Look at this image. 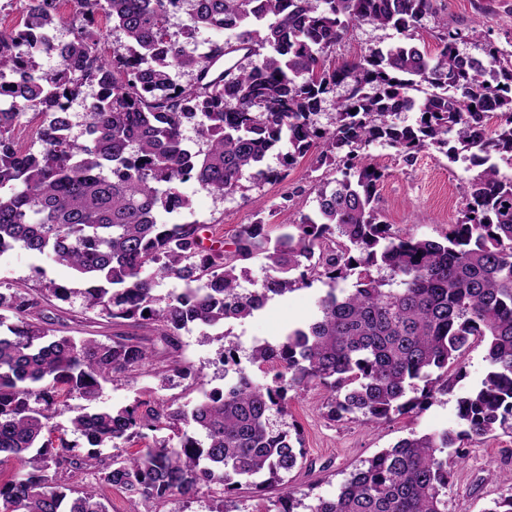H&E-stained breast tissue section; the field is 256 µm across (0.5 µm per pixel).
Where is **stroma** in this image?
<instances>
[{"label": "stroma", "mask_w": 512, "mask_h": 512, "mask_svg": "<svg viewBox=\"0 0 512 512\" xmlns=\"http://www.w3.org/2000/svg\"><path fill=\"white\" fill-rule=\"evenodd\" d=\"M437 7L436 16L425 19L421 30L428 49H435L438 23L444 19L449 26L470 29V39L462 47L470 56L481 57L489 42L512 51V0H437ZM392 37V30L370 24L356 25L329 56L328 63L333 67L342 65L368 49L386 45ZM369 156L385 173L378 187L382 220L419 238L443 239L449 224L455 223L459 216L469 172L435 151L420 152L406 161L395 150L376 144L370 147ZM336 177L334 166H317L314 154L310 153L287 168L283 179L257 186L246 177L241 181V189L226 198L198 190L187 182L180 190L189 198L190 207L179 219L207 225L206 239L226 244L241 225L259 220L275 235L281 225L295 220L298 198L314 200V186ZM50 280L71 283L75 277L70 269L55 264L51 258L36 257L20 248L10 251L7 262L0 263L1 287L23 281L38 288ZM329 288V280H315L294 292L273 297L250 318L226 321L224 331L239 347L240 368L256 382H270L271 373L262 372L249 362L253 347L259 342L278 343L289 330L315 318L319 301ZM47 312L55 330L62 335L93 336L105 341L140 333L130 321H109L98 312L85 309L78 296L67 303L53 302ZM181 345L183 358L201 368L206 389L224 388L235 378V370L224 364L223 341L204 337L194 327L182 332ZM149 390L166 399L179 397L184 403L197 398L185 380L174 377L164 386L153 370L147 368L135 379L106 385L99 403L104 407L123 408ZM323 401V390L310 387L292 398L287 417L288 424L296 426L300 434L309 462L308 468L293 472L289 480L292 486L314 498L336 496L356 466L393 446L409 432L436 433L455 427L457 422L456 397L452 394L438 397L416 417L379 426L329 420ZM492 470L502 477L512 473V434L499 431L469 447L464 464L453 468L448 512H484L494 499L512 494V485L502 478L489 480L488 473Z\"/></svg>", "instance_id": "1"}]
</instances>
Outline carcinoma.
Wrapping results in <instances>:
<instances>
[{
  "label": "carcinoma",
  "mask_w": 512,
  "mask_h": 512,
  "mask_svg": "<svg viewBox=\"0 0 512 512\" xmlns=\"http://www.w3.org/2000/svg\"><path fill=\"white\" fill-rule=\"evenodd\" d=\"M186 5L192 25L182 42L169 20ZM71 6V37L59 52L45 39L58 0H27L23 22L0 30V92L10 102L0 112V251L51 257L83 288L51 281L43 291L61 301L78 295L109 319H135L145 336L57 335L44 296L25 285L0 291V464L18 466L0 480V512H109L114 489L131 512H156L175 496L216 487L230 495L244 480L283 486L306 462L285 421L291 393L323 387L332 420L411 417L454 390L477 342L487 372L457 398L456 427L410 432L355 469L333 498L304 505L291 489L278 498V512H448V461L464 460V448L498 430L512 432V178L501 174L503 164L512 169V52L489 43L484 58L470 57L460 50L469 35L446 23L435 50L420 46L436 0ZM101 15L122 31L123 51H101ZM361 23L397 39L327 65L329 51ZM202 29L231 31L234 40L195 55L184 42ZM234 44L248 49V65L207 79L210 61ZM53 54L57 68L39 73L36 57ZM180 73L192 81L178 83ZM90 85L98 92L80 139L71 135L69 109ZM339 86L345 95L319 122ZM30 111L44 116L36 151L18 147ZM188 125L201 148L188 145ZM285 142L283 166L314 150L317 163L338 166L341 178L315 188V210L304 212L300 200L299 219L276 237L257 221L240 227L233 249L207 247L203 225L161 218L190 206L179 191L186 182L227 197L246 173L257 184L280 180L266 159ZM374 143L407 158L433 149L453 163L472 158L478 171L443 241L381 220L384 173L366 154ZM254 259L268 274L259 288L242 289L243 264ZM351 276L354 288L330 289L315 319L276 345L253 348L250 362L274 371L272 383L241 370L190 407L153 391L118 410L93 407L104 384L153 364L156 342L168 349L158 377L200 384V373L180 359L181 331L245 320L311 277ZM169 279L182 287L155 294ZM71 399L87 405L66 424L51 423ZM147 430L153 442L128 452ZM69 431L84 437L86 452L67 441ZM88 473L97 486H82Z\"/></svg>",
  "instance_id": "1"
}]
</instances>
